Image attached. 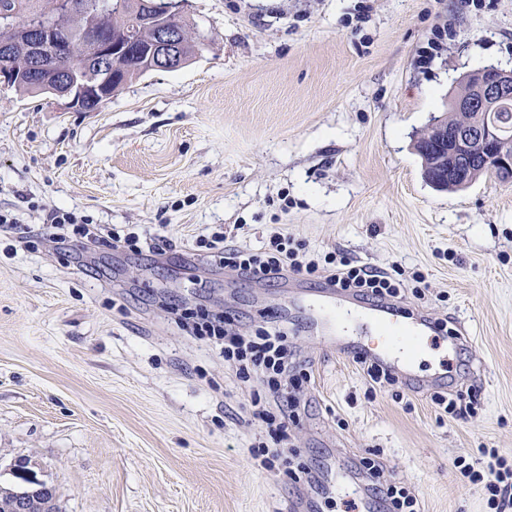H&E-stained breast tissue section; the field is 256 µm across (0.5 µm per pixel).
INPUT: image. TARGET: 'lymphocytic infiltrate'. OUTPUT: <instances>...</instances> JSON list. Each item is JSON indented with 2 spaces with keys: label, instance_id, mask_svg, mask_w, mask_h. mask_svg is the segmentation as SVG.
<instances>
[{
  "label": "lymphocytic infiltrate",
  "instance_id": "f902f5d3",
  "mask_svg": "<svg viewBox=\"0 0 512 512\" xmlns=\"http://www.w3.org/2000/svg\"><path fill=\"white\" fill-rule=\"evenodd\" d=\"M205 247L211 261L258 282L272 283L292 273L316 277L341 290L373 298L395 297L408 289L418 294L424 282L417 272L405 277L395 264L374 267L345 256L310 252L282 228L270 233L256 249L228 243L223 233L213 235ZM176 324L188 335L220 345L225 364L235 369L242 381L253 377L261 381L262 392L251 398V416L267 431L270 440L251 448L250 455L262 468H271L291 441L290 424L299 406L295 391L308 376L303 364L294 362L288 347L287 320L271 318L248 336L232 333L228 318L221 313L185 310ZM483 455L481 466L462 465L463 478L484 485L490 512H512V464L492 450H484ZM363 466L372 478L371 496L381 503L384 512H416L417 498L412 492L392 483L382 484V471L374 462L364 461Z\"/></svg>",
  "mask_w": 512,
  "mask_h": 512
}]
</instances>
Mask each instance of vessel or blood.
Masks as SVG:
<instances>
[{
	"mask_svg": "<svg viewBox=\"0 0 512 512\" xmlns=\"http://www.w3.org/2000/svg\"><path fill=\"white\" fill-rule=\"evenodd\" d=\"M320 294L333 301L322 313L321 328L336 349L366 357L408 388L455 386L449 369L433 378L421 375L418 356L428 347L456 356L470 344L468 334H446L429 316L402 312L390 302L369 301L328 284Z\"/></svg>",
	"mask_w": 512,
	"mask_h": 512,
	"instance_id": "vessel-or-blood-1",
	"label": "vessel or blood"
}]
</instances>
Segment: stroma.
<instances>
[{
  "label": "stroma",
  "mask_w": 512,
  "mask_h": 512,
  "mask_svg": "<svg viewBox=\"0 0 512 512\" xmlns=\"http://www.w3.org/2000/svg\"><path fill=\"white\" fill-rule=\"evenodd\" d=\"M188 16L205 51L97 111L0 87V213L71 212L92 236L172 244L153 262L0 231V485L51 486L57 512H293L314 492L288 472L307 463L331 481L322 512H352L368 457L420 512H489L456 462L512 457V181L434 190L413 142L464 75L512 69V0H192ZM274 224L315 252L421 272L425 298L401 303L470 334L453 370L483 367L474 413L373 388L290 303L316 279L202 275L186 255L217 231L259 247ZM169 300L236 314L244 333L287 316L311 380L274 469L248 458L261 431L243 383Z\"/></svg>",
  "instance_id": "35a3bbf8"
}]
</instances>
